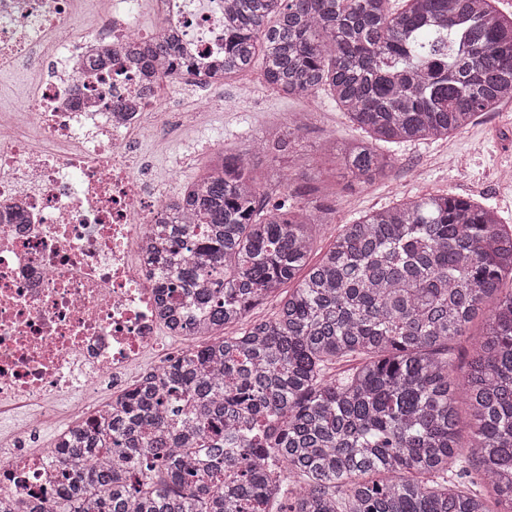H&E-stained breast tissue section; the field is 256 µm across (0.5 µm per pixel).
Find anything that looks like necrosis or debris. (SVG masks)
I'll list each match as a JSON object with an SVG mask.
<instances>
[{
	"mask_svg": "<svg viewBox=\"0 0 512 512\" xmlns=\"http://www.w3.org/2000/svg\"><path fill=\"white\" fill-rule=\"evenodd\" d=\"M112 0L78 22L73 0H0V70L35 69L19 130L0 104V495L47 502L63 470L32 452L54 404L81 396L88 425L136 384L128 369L160 336L199 335L205 311L162 296L154 229L174 195L139 171L140 145L164 135L175 86L203 85L224 53V0ZM178 44L187 72L152 77L130 58L154 38ZM112 394L101 398L103 382Z\"/></svg>",
	"mask_w": 512,
	"mask_h": 512,
	"instance_id": "1",
	"label": "necrosis or debris"
}]
</instances>
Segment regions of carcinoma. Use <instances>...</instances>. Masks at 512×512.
Segmentation results:
<instances>
[{"label": "carcinoma", "instance_id": "carcinoma-1", "mask_svg": "<svg viewBox=\"0 0 512 512\" xmlns=\"http://www.w3.org/2000/svg\"><path fill=\"white\" fill-rule=\"evenodd\" d=\"M224 0L229 81L262 60L274 91L324 89L385 143L448 137L512 99V17L495 0ZM162 41L144 67L176 61ZM310 117L259 149H219L168 226L162 293L196 289L205 335L144 374L118 413L55 447L68 472L38 512H512V231L452 194L411 197L342 226L311 261L312 226L333 207L300 201L257 154L291 152ZM366 184L395 159L369 143L342 151ZM268 319L250 311L292 281ZM494 298L464 386L478 490L456 485V383L449 344ZM236 327L233 336L224 330ZM358 356L347 376L333 362ZM297 497L287 506V476Z\"/></svg>", "mask_w": 512, "mask_h": 512}]
</instances>
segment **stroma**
Wrapping results in <instances>:
<instances>
[{
	"label": "stroma",
	"instance_id": "obj_1",
	"mask_svg": "<svg viewBox=\"0 0 512 512\" xmlns=\"http://www.w3.org/2000/svg\"><path fill=\"white\" fill-rule=\"evenodd\" d=\"M222 93L219 102L188 85L177 95V104L198 105L202 119L190 126L170 117L166 138L139 150V163L152 181L180 189L208 165L214 147L248 148L288 126L294 113L309 112L313 118L295 144V160L311 172L312 197L335 209L328 223L313 229L315 253L329 247L342 224L414 195L472 198L496 208L503 223L512 225V183L496 179L497 171L512 169V102L447 138L394 145L398 162L392 176L361 185L345 176L338 157L322 149L329 141L343 148L365 136L326 93L284 97L263 86L254 71L225 83Z\"/></svg>",
	"mask_w": 512,
	"mask_h": 512
}]
</instances>
